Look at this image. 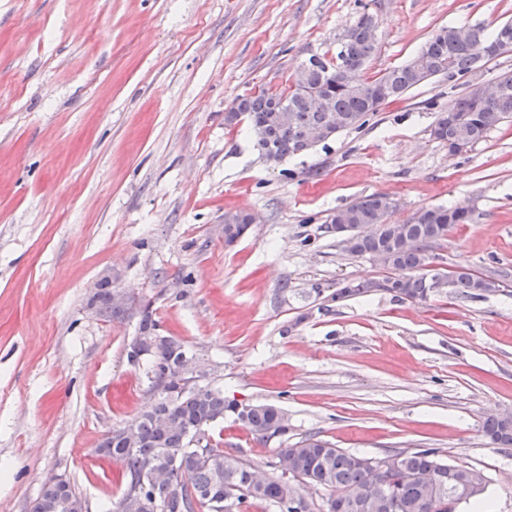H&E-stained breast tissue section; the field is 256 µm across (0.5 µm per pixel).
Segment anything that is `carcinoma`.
I'll return each mask as SVG.
<instances>
[{"instance_id": "cac0c4a2", "label": "carcinoma", "mask_w": 512, "mask_h": 512, "mask_svg": "<svg viewBox=\"0 0 512 512\" xmlns=\"http://www.w3.org/2000/svg\"><path fill=\"white\" fill-rule=\"evenodd\" d=\"M372 14L362 13L346 31V42L336 43V57L326 60L312 56L313 64L306 87L289 86L282 90L262 88L235 99L232 111L225 114V125L246 122L251 129L263 127L274 132L273 149L284 160L305 154L302 139L314 129L327 127V118L341 119L336 132L359 130L368 117L388 103L404 97L411 89L442 75L453 82L455 96L441 108L432 128L440 142H463L467 147L486 138L500 126L512 122V73L496 79L499 93L485 100L471 89L465 78L475 67L477 51L497 41L502 52H512V22L492 31L482 24L471 26L470 39L459 40V28L441 27L429 36L420 49L404 63L378 76L365 77L363 71L375 55L378 41ZM290 109L294 123L273 131L274 116L280 107ZM395 205L386 196L372 194L338 209L328 217L330 224L370 226L374 232L355 237L345 250L353 255L381 256L380 264L401 270L404 276L386 278L384 290L408 301L428 298L429 251L457 224L472 222V212L443 205L424 206L402 222L389 217ZM251 229L248 214L224 213V238L245 236ZM408 238L418 247L405 249L400 240ZM448 287L462 295L489 291V278L460 267L447 275ZM377 281H349L332 299L364 295L378 290ZM113 289H96L90 304L103 315L114 316L121 309L112 305ZM147 355L134 359L135 344ZM184 343L159 332L151 304L141 307L138 333L128 344L127 359L144 366L149 392L154 397L151 410L123 427L107 431L94 453L121 466L122 492L112 503V512H252L267 503L277 512H313L296 484L304 483L325 492L320 512H457L455 506L475 503L459 492L462 484L457 471L432 448L399 450L392 469L383 475V506L373 494L375 476L365 467L366 457L337 448L313 436L278 450L279 474L263 475L250 463L224 452L219 444L191 445L196 434H209L216 424L231 417L241 423L258 441L288 436V416L270 404L242 405L228 402L224 392L210 384L185 386L169 395L174 386V367L186 353ZM162 418L167 425L159 424ZM483 435L493 445L512 446V420L501 415L482 423ZM66 501L82 503L71 483L57 491L53 479L45 481L32 512H76L63 507Z\"/></svg>"}]
</instances>
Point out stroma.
<instances>
[{
	"label": "stroma",
	"instance_id": "obj_1",
	"mask_svg": "<svg viewBox=\"0 0 512 512\" xmlns=\"http://www.w3.org/2000/svg\"><path fill=\"white\" fill-rule=\"evenodd\" d=\"M365 11L371 77L438 27L512 21V0H0V512H30L52 476L87 512L119 498L120 466L94 449L151 403L126 359L147 303L226 399L287 412L289 443L433 448L485 474L490 512H512V447L481 432L512 410V287L333 301L388 271L327 222L371 194L395 201V222L464 207L472 223L434 249L430 273L512 267V123L450 154L430 134V102L453 97L436 77L277 164L246 125L224 124L239 95L334 57ZM228 211L257 217L232 246ZM106 276L124 315L89 307ZM210 433L273 472L280 439L229 417Z\"/></svg>",
	"mask_w": 512,
	"mask_h": 512
}]
</instances>
